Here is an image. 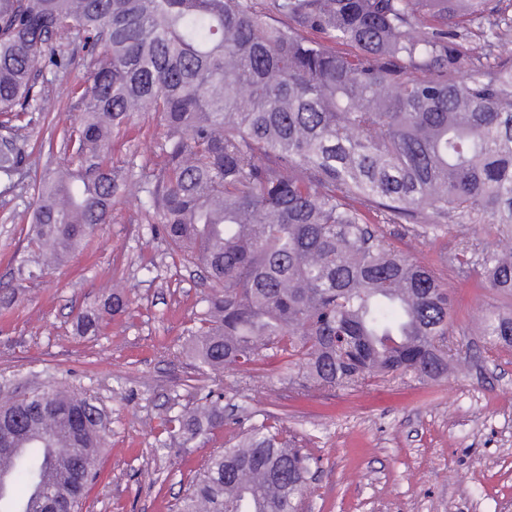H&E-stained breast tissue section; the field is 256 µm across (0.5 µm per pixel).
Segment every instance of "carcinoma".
<instances>
[{"instance_id":"cac0c4a2","label":"carcinoma","mask_w":512,"mask_h":512,"mask_svg":"<svg viewBox=\"0 0 512 512\" xmlns=\"http://www.w3.org/2000/svg\"><path fill=\"white\" fill-rule=\"evenodd\" d=\"M313 31L352 48L337 53ZM512 34L501 0H0V112H52L36 89L67 72L80 42L86 111L63 128L78 164L33 180L30 265L63 263L133 185L112 166V131L159 118L164 161L139 183L152 229L201 268L208 291L191 334L210 375L283 358L302 389L448 377L452 297L407 258L387 224L461 247L442 262L512 297ZM27 151L0 139V177ZM119 289L107 305L125 313ZM100 318L80 312L76 329ZM476 332L512 348V315L490 306ZM168 415L165 440L191 447L224 428L213 391ZM110 422L60 389L0 400V454L14 456L0 512H82ZM269 418L213 451L177 512H300L315 459Z\"/></svg>"}]
</instances>
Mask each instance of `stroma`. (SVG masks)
Masks as SVG:
<instances>
[{
  "mask_svg": "<svg viewBox=\"0 0 512 512\" xmlns=\"http://www.w3.org/2000/svg\"><path fill=\"white\" fill-rule=\"evenodd\" d=\"M86 74L80 64L45 73L41 91L58 112L32 111L24 128L0 127V138L26 140L30 151L15 187L0 179V284L22 289L11 308H0V397L60 387L91 395L105 411L111 431L87 492L88 512H172L209 454L238 423L260 414L281 418L288 437L318 460L303 512H512V351L469 331L498 298L478 275L440 264L459 242L454 226L434 240L403 224L386 227L403 253L435 267L452 294L449 336L463 358L448 378L306 393L274 363L228 371L224 430L192 448L161 446L162 420L198 403L188 344L205 291L202 272L151 232L139 203L123 198L111 222L63 265L18 279L26 226L13 213L28 204L26 185L45 162H69L58 140L83 110ZM161 133L154 115L135 113L112 135L113 164L151 179L163 161ZM116 284L131 300L128 313L103 315L97 333L77 334V311L102 303Z\"/></svg>",
  "mask_w": 512,
  "mask_h": 512,
  "instance_id": "1",
  "label": "stroma"
}]
</instances>
